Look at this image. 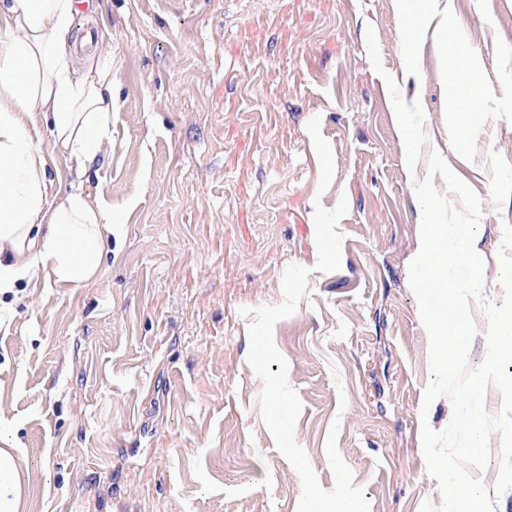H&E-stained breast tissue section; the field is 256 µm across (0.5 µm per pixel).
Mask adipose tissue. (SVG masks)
I'll list each match as a JSON object with an SVG mask.
<instances>
[{"label":"adipose tissue","mask_w":512,"mask_h":512,"mask_svg":"<svg viewBox=\"0 0 512 512\" xmlns=\"http://www.w3.org/2000/svg\"><path fill=\"white\" fill-rule=\"evenodd\" d=\"M81 0H0V294L39 274L89 281L101 264L104 212L81 190L49 205L45 158L16 118L47 112L77 165L104 150L112 123V51L87 55L75 21Z\"/></svg>","instance_id":"adipose-tissue-1"}]
</instances>
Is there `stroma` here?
Listing matches in <instances>:
<instances>
[{"label":"stroma","mask_w":512,"mask_h":512,"mask_svg":"<svg viewBox=\"0 0 512 512\" xmlns=\"http://www.w3.org/2000/svg\"><path fill=\"white\" fill-rule=\"evenodd\" d=\"M422 5L409 34L400 0H94L79 23L112 48L104 152L76 168L47 113H18L48 201L80 189L112 226L91 281L0 296L18 512L440 505L421 427L452 406L423 404L414 182L435 151L480 198L501 302L512 0Z\"/></svg>","instance_id":"35a3bbf8"}]
</instances>
